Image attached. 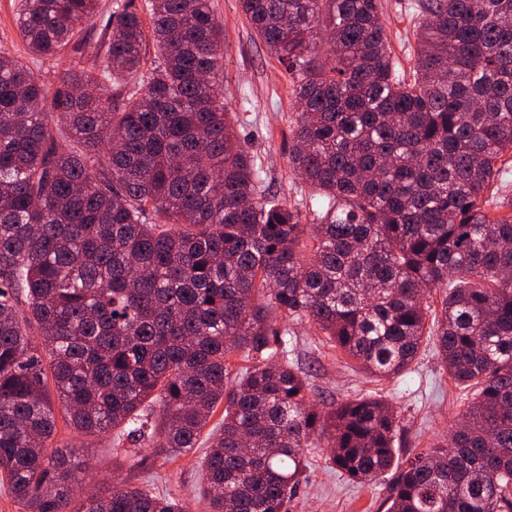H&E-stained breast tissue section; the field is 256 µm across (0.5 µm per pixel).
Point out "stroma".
Listing matches in <instances>:
<instances>
[{
  "instance_id": "obj_1",
  "label": "stroma",
  "mask_w": 512,
  "mask_h": 512,
  "mask_svg": "<svg viewBox=\"0 0 512 512\" xmlns=\"http://www.w3.org/2000/svg\"><path fill=\"white\" fill-rule=\"evenodd\" d=\"M411 2L379 0L390 50L402 69L414 65ZM211 6L224 27V106L237 114L241 136L261 157L267 189L289 202L301 201L308 188L288 169L290 124L297 112L288 76L246 22L239 0H211ZM17 10L18 0H0V54L16 58L47 87H55L69 58L31 55L19 35ZM287 350L289 359L309 375L311 400L342 402L370 394L392 406L402 427L396 463L432 447L461 422L465 392L443 370L433 344L422 345L418 362L408 372L382 381L357 370L353 360L304 321L289 323ZM55 441L93 449L92 470L82 480L86 491L122 482L180 499L188 512H207L201 496L206 443L163 462L145 458L143 446H116L110 434L77 436L62 420ZM308 458L306 478L286 512H387L395 471L356 483L329 462L326 449H309Z\"/></svg>"
}]
</instances>
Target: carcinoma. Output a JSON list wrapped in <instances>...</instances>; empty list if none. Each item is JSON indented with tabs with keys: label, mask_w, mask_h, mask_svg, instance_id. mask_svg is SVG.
Instances as JSON below:
<instances>
[{
	"label": "carcinoma",
	"mask_w": 512,
	"mask_h": 512,
	"mask_svg": "<svg viewBox=\"0 0 512 512\" xmlns=\"http://www.w3.org/2000/svg\"><path fill=\"white\" fill-rule=\"evenodd\" d=\"M293 81L289 167L267 192L224 108L210 0H146L159 63L142 81L135 0L101 43L98 0H21L28 50L70 63L49 90L0 55V476L23 512H185L50 449L55 391L81 435L196 447L209 512H283L307 448L352 481L394 463L381 399L310 402L288 361L307 320L363 370L410 369L427 336L470 390L463 424L406 461L387 512H512V212L489 195L512 155V0H414V66L395 67L377 0H239ZM102 61L101 74L81 66ZM442 288L439 312L424 302ZM251 364L230 376L229 358Z\"/></svg>",
	"instance_id": "cac0c4a2"
}]
</instances>
